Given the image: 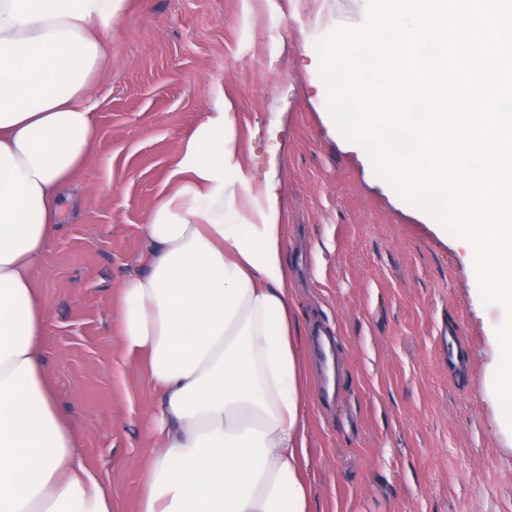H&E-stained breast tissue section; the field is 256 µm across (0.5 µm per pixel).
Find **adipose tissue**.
Returning <instances> with one entry per match:
<instances>
[{"mask_svg": "<svg viewBox=\"0 0 512 512\" xmlns=\"http://www.w3.org/2000/svg\"><path fill=\"white\" fill-rule=\"evenodd\" d=\"M127 0H0V512H112L40 354V264L96 126L87 92ZM120 289L157 408L138 512H312L309 378L284 209L240 164L234 104L184 140Z\"/></svg>", "mask_w": 512, "mask_h": 512, "instance_id": "adipose-tissue-1", "label": "adipose tissue"}]
</instances>
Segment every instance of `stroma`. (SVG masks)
Instances as JSON below:
<instances>
[{"mask_svg":"<svg viewBox=\"0 0 512 512\" xmlns=\"http://www.w3.org/2000/svg\"><path fill=\"white\" fill-rule=\"evenodd\" d=\"M365 0H128L90 86L97 136L47 243L42 354L58 410L136 512L153 403L118 337L119 288L184 136L234 100L247 175L283 197L302 329L338 338L336 403L306 401L316 512H512V446L483 390L504 313L472 247L350 147L317 96L316 39Z\"/></svg>","mask_w":512,"mask_h":512,"instance_id":"obj_1","label":"stroma"}]
</instances>
